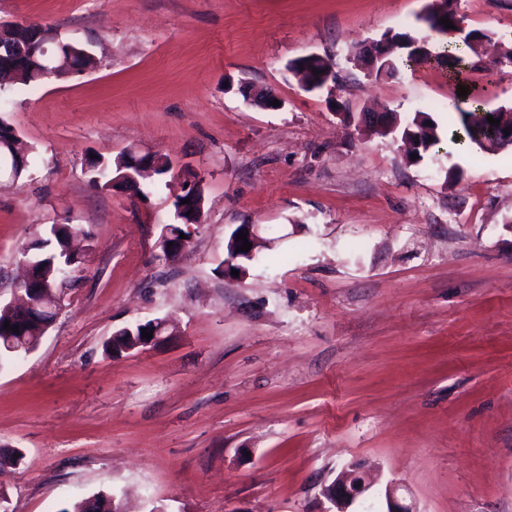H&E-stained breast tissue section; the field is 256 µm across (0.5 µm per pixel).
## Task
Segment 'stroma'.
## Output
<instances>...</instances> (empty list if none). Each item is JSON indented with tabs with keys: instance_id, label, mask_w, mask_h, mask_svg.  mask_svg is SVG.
Returning a JSON list of instances; mask_svg holds the SVG:
<instances>
[{
	"instance_id": "obj_1",
	"label": "stroma",
	"mask_w": 512,
	"mask_h": 512,
	"mask_svg": "<svg viewBox=\"0 0 512 512\" xmlns=\"http://www.w3.org/2000/svg\"><path fill=\"white\" fill-rule=\"evenodd\" d=\"M427 0H0V21L76 39L85 74L0 91L31 148L0 167V306L22 249L54 224L84 235L86 270L38 347L0 367L8 512H64L97 493L126 512H328L349 464L416 512H512V149L448 125L470 108L445 66L369 77L353 53L389 31L443 51ZM465 30L512 48V0H456ZM311 53L340 78L308 92ZM271 89L277 110L243 88ZM429 113L418 162L360 113ZM166 155L204 178L203 221L156 260L179 178L146 196L97 190L87 155ZM272 224L246 276L221 274L230 233ZM173 335L119 357L124 327Z\"/></svg>"
}]
</instances>
